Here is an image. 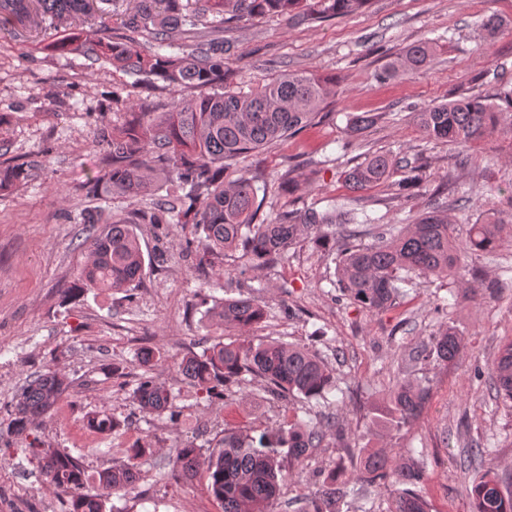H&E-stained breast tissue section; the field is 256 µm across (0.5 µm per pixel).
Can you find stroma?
I'll return each mask as SVG.
<instances>
[{
    "label": "stroma",
    "instance_id": "stroma-1",
    "mask_svg": "<svg viewBox=\"0 0 512 512\" xmlns=\"http://www.w3.org/2000/svg\"><path fill=\"white\" fill-rule=\"evenodd\" d=\"M493 13L505 25L489 39L479 23ZM224 36L235 45L242 90L284 73L338 80L325 106L334 121L226 167L228 181L262 173L267 217L307 208L365 213L372 221L356 225L355 240L371 244L382 225L435 209L460 224L505 208L512 194V118L461 152L424 139L414 114L462 96L494 100L503 86L512 87V0H370L360 12L325 22L243 19ZM51 38L41 24L0 29V158L28 171L24 181L0 191L1 424L29 376L57 368L71 380L70 394L33 435L44 447L79 456L92 473L135 463L139 481L112 498L113 512H223L208 493L205 468L188 479L161 481L157 467L186 442L212 447L225 431L248 433L287 415L288 404L269 399L259 383L211 401L178 370L187 354L236 338V331L215 324L212 308L227 298L250 297L267 310L251 339L309 347L333 367L340 388L326 410L335 433L303 458L285 459L289 479L271 512H296V499L320 490L337 463L357 476L359 461L345 457L347 445L415 457L428 512H470L476 472L463 461L471 448H493L496 472L512 479V406L496 399L490 378L499 347L512 339V283L486 289L498 279L501 263L512 262V242L469 254L467 264L477 271L474 297L457 298L451 279L415 272L389 307L371 313L333 288L336 255L311 243L293 245L271 268L247 269L234 257L201 267L186 247L196 236L192 225L141 224L136 232L144 265L134 287L66 295L86 257L80 212L97 209L105 226L132 207L86 186L106 153L97 139L100 127L121 125L141 100L164 111L174 99L204 90H177L160 79L147 89L109 64L88 74L82 56L46 50ZM427 38L439 44L428 67L380 79L396 53ZM361 112L377 114V122L350 133L348 115ZM375 151L418 161L419 186L404 195L388 184L351 191L344 171ZM444 183L468 191V211L459 209L455 194L437 193ZM450 323L463 341L460 359L451 365L423 359L421 350ZM144 346L160 356L155 374L175 395L174 415L140 412L129 398ZM407 379L427 381L432 397L410 426L396 429L379 421L377 409ZM103 408L125 428L109 435L90 431L86 415ZM138 440L156 444L157 454L129 460ZM40 481L20 439L1 436L0 512H62L55 494L39 492Z\"/></svg>",
    "mask_w": 512,
    "mask_h": 512
}]
</instances>
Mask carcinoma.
Wrapping results in <instances>:
<instances>
[{"mask_svg": "<svg viewBox=\"0 0 512 512\" xmlns=\"http://www.w3.org/2000/svg\"><path fill=\"white\" fill-rule=\"evenodd\" d=\"M108 0H0V24L25 27L33 16L50 21L53 29L65 27L80 17L104 12ZM199 7L184 11L182 0H138L128 16V34L115 37L103 32L94 41L75 35L57 38L50 47L61 53H76L88 61L87 68L110 64L140 81L159 78L173 88L217 87L221 92L181 100L172 112H155L150 102L139 105L121 127L101 129L99 137L107 146L93 189L107 195L128 198L149 195L157 181L173 183V195L156 200L155 207L133 208L112 220L103 230L87 223L84 244L89 260L78 272L76 289L119 290L138 282L143 257L136 224H159V215L174 224H192L200 230L199 264L238 253L250 268L268 267L285 255L301 239L325 246L329 224H347L338 214L314 209L283 211L272 219L261 216L267 193L260 176L243 174L224 181V162L258 151L276 141L292 137L328 113L321 106L336 94V79L313 73L290 74L263 81L257 88L242 92L233 88L232 45L211 38L208 31L224 29V24L246 18L314 16L318 19L347 15L363 8L367 0H196ZM147 33L157 51L145 54L135 35ZM436 54L428 41L404 47L384 70V75L413 73L427 67ZM502 107L481 97H462L429 106L415 113L425 139L465 148L496 132L503 114L512 111V90L499 94ZM378 116L368 112L348 120L349 131L361 132ZM405 176L395 179L399 172ZM417 167L406 158L374 153L344 172L346 184L365 190L389 183L398 193L410 190L419 176ZM25 178L23 166L0 164V190H7ZM512 239V212L508 217L496 212L469 225L461 237L456 225L438 210L403 224L381 245H344L337 257L338 288L363 308L379 311L389 306L405 282L402 273L420 272L427 277H448L463 288L465 258L471 252H492ZM266 316L265 308L251 298L224 301L212 311L214 320L239 332L240 338L218 341L202 354L186 356L181 375L210 399L222 400L231 387L247 379L261 383L264 393L277 401L313 400L328 402L339 390L335 370L319 354L306 346L280 342L253 343L249 331ZM462 352L459 333L447 327L434 338L429 351L435 360L452 364ZM143 373L130 397L137 408L158 415L173 408L171 389L155 375V351L139 350ZM496 394L512 403V339L499 350L491 367ZM71 382L60 372L49 370L29 378L16 396L7 432L29 437L43 417L66 396ZM431 399V389L415 379L395 388L387 407V422L404 427L411 424ZM299 409L274 426L256 434L225 432L217 450L203 456V448L192 442L176 449L168 476L188 478L204 465L208 490L224 512H262L273 505L280 485L288 476L281 449L298 460L326 438V423L308 419ZM87 428L110 434L123 422L112 414L94 411L86 416ZM25 451L37 461L42 487L65 502L64 512H107L112 495L134 488L138 480L135 465L105 469L92 477L71 452L42 448L34 439ZM365 454L358 482L376 486L391 495L388 512H427L416 487L423 480L422 469L412 460L361 449ZM492 456L475 448L467 464L478 470L470 497L472 512H512V491L491 467ZM326 490L301 499L299 512H324L325 497L345 494L347 482L338 480L336 470L324 479Z\"/></svg>", "mask_w": 512, "mask_h": 512, "instance_id": "cac0c4a2", "label": "carcinoma"}]
</instances>
